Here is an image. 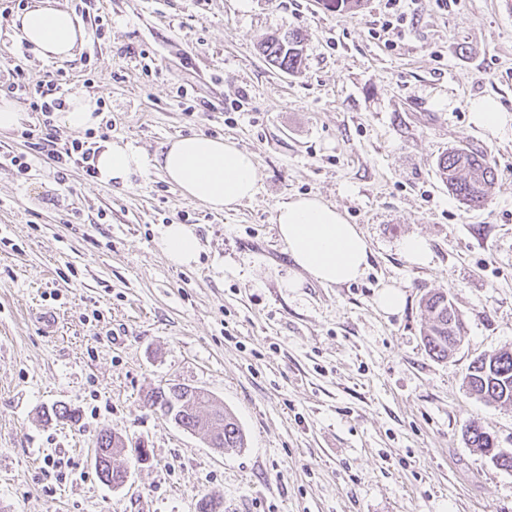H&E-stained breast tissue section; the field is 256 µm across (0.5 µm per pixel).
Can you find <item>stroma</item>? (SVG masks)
I'll use <instances>...</instances> for the list:
<instances>
[{
  "mask_svg": "<svg viewBox=\"0 0 512 512\" xmlns=\"http://www.w3.org/2000/svg\"><path fill=\"white\" fill-rule=\"evenodd\" d=\"M107 23L64 61L111 138L146 155L190 133L253 152L258 192L217 214L151 168L127 187L72 168L60 186L19 130L0 153L28 152L29 176L0 165V512H512V471L468 448L476 420L512 448V404L469 396L477 356L512 349V130L487 139L468 103L512 113V0H407L411 19L381 30V0H96ZM302 37L287 74L258 46ZM0 83L14 68L42 80L55 61L23 50L13 29ZM487 154L498 177L469 209L439 156ZM300 195L336 205L371 247L356 282L304 277L273 224ZM193 228L196 263H168L159 230ZM417 235L427 263L400 244ZM402 309L376 305L383 287ZM447 291L466 337L448 359L421 336L422 297ZM179 383L209 392L245 434L221 453L149 408ZM62 404L77 423L46 419ZM128 449L124 485L90 463L101 430ZM148 449L140 463L132 446Z\"/></svg>",
  "mask_w": 512,
  "mask_h": 512,
  "instance_id": "stroma-1",
  "label": "stroma"
}]
</instances>
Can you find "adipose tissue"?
<instances>
[{
  "mask_svg": "<svg viewBox=\"0 0 512 512\" xmlns=\"http://www.w3.org/2000/svg\"><path fill=\"white\" fill-rule=\"evenodd\" d=\"M14 27L20 40L47 59L70 58L84 38L75 16L53 0H36L17 16ZM469 112L473 125L488 137H498L512 128V113L492 98L470 100ZM99 121L96 98L85 94L71 96L57 117L59 125L73 132L95 128ZM96 166L101 182L121 186L130 185L134 176L149 168H157L184 196L218 213L232 211L252 197L259 180L254 153L224 138L203 134L176 137L152 158L118 139L105 144ZM273 222L294 263L282 278V287H300L305 274L325 285L351 283L369 266L371 248L362 230L319 197L302 196L280 203ZM160 240L172 264L197 262L200 239L187 225L162 226Z\"/></svg>",
  "mask_w": 512,
  "mask_h": 512,
  "instance_id": "adipose-tissue-1",
  "label": "adipose tissue"
}]
</instances>
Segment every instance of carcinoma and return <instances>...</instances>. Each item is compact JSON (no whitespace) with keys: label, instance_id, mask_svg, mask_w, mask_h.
Instances as JSON below:
<instances>
[{"label":"carcinoma","instance_id":"carcinoma-1","mask_svg":"<svg viewBox=\"0 0 512 512\" xmlns=\"http://www.w3.org/2000/svg\"><path fill=\"white\" fill-rule=\"evenodd\" d=\"M302 38L295 31H286L260 44V53L269 64L286 72L297 73L303 64ZM438 169L448 183V190L470 208H479L489 197L496 180V169L486 154L467 147H455L443 153ZM423 306L430 325L424 331L425 347L430 354L445 359L451 356L464 337V325L448 294L440 291L425 295ZM470 394L495 402L512 403V350L499 349L475 359L465 377ZM151 406L171 417L187 431H201L208 436L212 448L234 450L244 447V433L235 417L219 409L213 398L199 388L172 385L148 396ZM45 415L72 424L79 421L76 410L53 405ZM469 447L497 467L512 471V450L501 448L496 436L477 421L466 426ZM94 447L102 452L101 466L96 468L100 479L108 485H120L127 472L112 466V456L125 448L115 433L103 429Z\"/></svg>","mask_w":512,"mask_h":512}]
</instances>
